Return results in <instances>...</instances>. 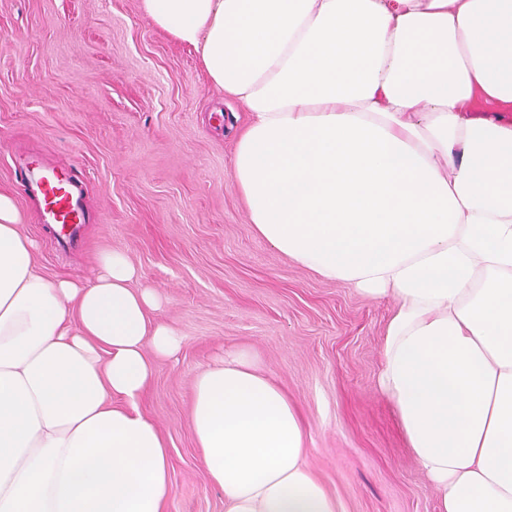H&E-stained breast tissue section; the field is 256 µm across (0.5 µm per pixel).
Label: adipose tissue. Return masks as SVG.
Listing matches in <instances>:
<instances>
[{
	"label": "adipose tissue",
	"instance_id": "ef3b65f1",
	"mask_svg": "<svg viewBox=\"0 0 512 512\" xmlns=\"http://www.w3.org/2000/svg\"><path fill=\"white\" fill-rule=\"evenodd\" d=\"M244 104L233 178L253 231L390 298L378 377L439 512H512V0H141ZM0 193V512H165L139 408L180 350L156 292L105 252L49 278ZM191 427L225 512H341L287 396L249 356L197 377Z\"/></svg>",
	"mask_w": 512,
	"mask_h": 512
}]
</instances>
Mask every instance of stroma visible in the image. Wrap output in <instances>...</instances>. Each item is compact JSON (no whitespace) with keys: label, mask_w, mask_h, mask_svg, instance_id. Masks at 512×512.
<instances>
[{"label":"stroma","mask_w":512,"mask_h":512,"mask_svg":"<svg viewBox=\"0 0 512 512\" xmlns=\"http://www.w3.org/2000/svg\"><path fill=\"white\" fill-rule=\"evenodd\" d=\"M247 120L140 0H0V192L37 263L85 277L103 251L124 253L184 339L155 360L141 403L170 452L166 512H224L190 415L197 375L235 349L298 408L309 465L344 512H438L377 385L395 303L323 280L252 232L232 176ZM33 161L83 184L90 220L67 249L20 180Z\"/></svg>","instance_id":"35a3bbf8"}]
</instances>
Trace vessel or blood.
Wrapping results in <instances>:
<instances>
[{
    "mask_svg": "<svg viewBox=\"0 0 512 512\" xmlns=\"http://www.w3.org/2000/svg\"><path fill=\"white\" fill-rule=\"evenodd\" d=\"M22 182L41 195L45 217L50 223L61 225L66 231L86 223L87 215L74 178L58 176L55 171L35 164L25 170Z\"/></svg>",
    "mask_w": 512,
    "mask_h": 512,
    "instance_id": "vessel-or-blood-1",
    "label": "vessel or blood"
}]
</instances>
